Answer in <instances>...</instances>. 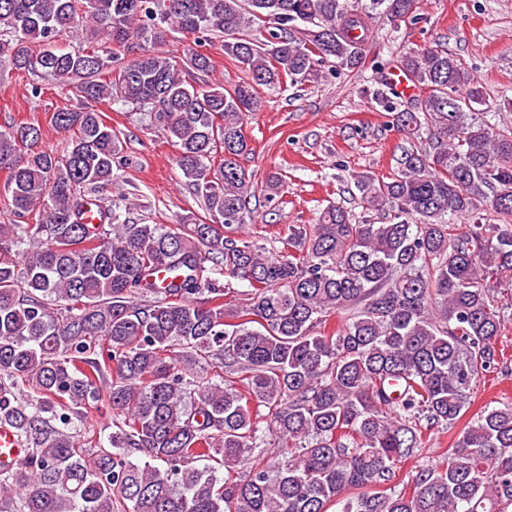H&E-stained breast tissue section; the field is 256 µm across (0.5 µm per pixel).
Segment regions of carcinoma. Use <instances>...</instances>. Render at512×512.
Masks as SVG:
<instances>
[{
	"label": "carcinoma",
	"mask_w": 512,
	"mask_h": 512,
	"mask_svg": "<svg viewBox=\"0 0 512 512\" xmlns=\"http://www.w3.org/2000/svg\"><path fill=\"white\" fill-rule=\"evenodd\" d=\"M420 19L418 0H0V69L64 85L69 104L51 120L70 134L59 156L37 125L0 130L14 214L35 219L0 224V423L27 446L0 471V512H115L119 498L128 512L512 505L511 401L484 407L411 491L398 483L400 464L496 369L512 305L492 294L512 286V129L484 117L477 76L430 46L394 61L413 99L385 78L372 90L398 130L429 131L389 180L357 177L365 210L388 222L328 205L289 229L279 258L240 236L244 117L260 90L351 73L372 23ZM74 31L85 47H61ZM176 31L194 36L181 59L160 51ZM214 36L246 80H209ZM112 101L150 109L209 221L147 224L120 197L84 223L82 191L114 185L120 166L99 111ZM484 207L500 223H479ZM459 218L472 223L455 233ZM21 240L19 269L9 255ZM222 277L248 286V305L224 302ZM335 313L342 323L319 331ZM103 399L114 431L89 451L74 424ZM270 448L284 460L264 462ZM205 458L215 465L199 467Z\"/></svg>",
	"instance_id": "carcinoma-1"
}]
</instances>
